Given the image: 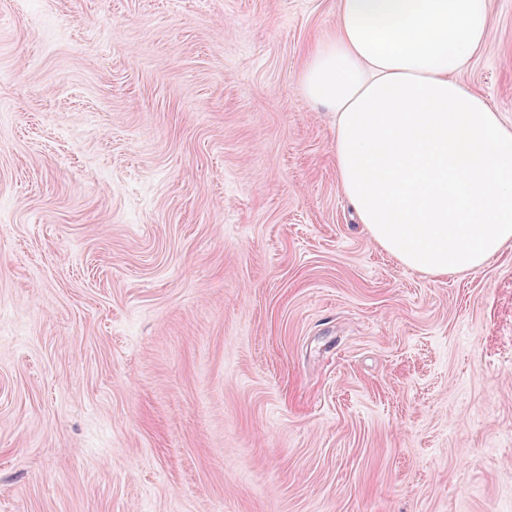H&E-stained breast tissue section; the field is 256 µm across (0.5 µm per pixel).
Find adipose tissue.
<instances>
[{
    "label": "adipose tissue",
    "instance_id": "1",
    "mask_svg": "<svg viewBox=\"0 0 512 512\" xmlns=\"http://www.w3.org/2000/svg\"><path fill=\"white\" fill-rule=\"evenodd\" d=\"M303 94L334 112L339 187L404 266L442 277L512 248V125L457 79L487 0H337Z\"/></svg>",
    "mask_w": 512,
    "mask_h": 512
}]
</instances>
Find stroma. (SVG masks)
<instances>
[{
    "label": "stroma",
    "mask_w": 512,
    "mask_h": 512,
    "mask_svg": "<svg viewBox=\"0 0 512 512\" xmlns=\"http://www.w3.org/2000/svg\"><path fill=\"white\" fill-rule=\"evenodd\" d=\"M461 82L512 124V0ZM336 0H0V512H512V249L358 224Z\"/></svg>",
    "instance_id": "1"
}]
</instances>
